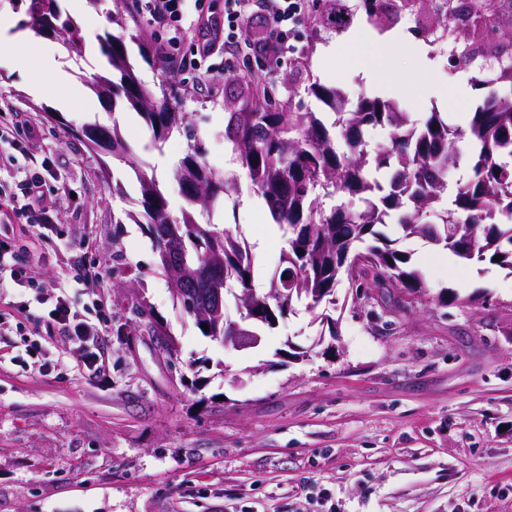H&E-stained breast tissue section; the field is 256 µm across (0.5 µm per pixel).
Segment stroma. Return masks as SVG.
<instances>
[{
	"instance_id": "1",
	"label": "stroma",
	"mask_w": 512,
	"mask_h": 512,
	"mask_svg": "<svg viewBox=\"0 0 512 512\" xmlns=\"http://www.w3.org/2000/svg\"><path fill=\"white\" fill-rule=\"evenodd\" d=\"M345 24L328 23L322 0L288 36L279 66L229 74L224 55L198 72L191 42L174 60L144 61L139 43L158 48L161 28L139 14L136 0H90L124 40L141 82L156 96L177 98L188 130L173 132L163 153L180 161L196 144L203 161L236 186L212 222L255 242L262 213L244 207L255 192L224 135L229 113L272 90L290 111L317 112L337 150L346 145L335 115L308 95L312 83L396 103L411 121L440 112L465 127L486 91L478 78L498 56L512 54V15L496 34L480 21L449 37L432 0H381L371 23L363 0H343ZM394 39L387 71L366 79L339 51L353 37ZM472 60H453L456 47ZM68 78L81 88L68 102L52 81H38L37 59L0 46V100L36 119L52 176L72 197L65 232L91 242L85 264H100L99 296L77 291L76 307L99 299L112 326L107 369L79 372L58 329L29 319L26 335L0 325V512H512V273L490 262H466L422 238L401 240L426 290L406 308L388 310L378 291L336 288L335 335L296 301L253 348L204 336L183 310L159 266L145 225L124 224L140 197L133 164L154 169L173 218L185 205L171 168L157 167L151 131L136 111L110 108L87 82L90 57L61 52ZM438 88L435 96L427 88ZM119 123L132 162L79 141L86 124ZM109 170L123 195L101 178ZM162 324L178 349L159 356L148 334ZM38 341L57 368L39 369L25 349Z\"/></svg>"
}]
</instances>
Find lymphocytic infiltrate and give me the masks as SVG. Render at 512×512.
Segmentation results:
<instances>
[{"label": "lymphocytic infiltrate", "mask_w": 512, "mask_h": 512, "mask_svg": "<svg viewBox=\"0 0 512 512\" xmlns=\"http://www.w3.org/2000/svg\"><path fill=\"white\" fill-rule=\"evenodd\" d=\"M188 0H142L141 8L152 20L162 24L167 33L159 47L163 56H170L186 39L198 38L200 58H207L222 45H233L236 52L254 55L266 68L276 67L288 51V32L309 13L314 0H224L223 28H207L204 18L187 21L184 8ZM265 13L267 28L262 38H252L247 21L254 11ZM17 114L9 105L0 104V158L13 153L27 156L39 150L40 142L35 121L18 125ZM43 176L33 173L19 184L0 182V298L11 296L14 290L33 291V299L14 300L12 308L18 314L39 305L46 322L68 337L77 352V362L90 376H99L104 364L102 340L110 333L106 319L90 321L77 310L70 296L73 284H94L105 287L104 276L97 270H85L79 282L57 278L39 284L34 273L49 262L50 255L75 251L83 244L77 236L54 238L62 212L69 198L67 185H59L54 200H47L42 190ZM53 242L52 254L30 246L29 238Z\"/></svg>", "instance_id": "f902f5d3"}]
</instances>
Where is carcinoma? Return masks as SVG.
I'll return each mask as SVG.
<instances>
[{"label": "carcinoma", "mask_w": 512, "mask_h": 512, "mask_svg": "<svg viewBox=\"0 0 512 512\" xmlns=\"http://www.w3.org/2000/svg\"><path fill=\"white\" fill-rule=\"evenodd\" d=\"M25 6L37 33L56 36L68 49L82 54L78 27L60 20L56 0H18ZM106 67L88 87L112 107L122 104L143 115L153 138L165 142L188 125L167 98H155L134 73L125 42L107 31L99 37ZM308 94L327 105L342 122L348 151L340 153L329 130L312 111L290 112L280 105L260 102L246 112L230 114L226 137L232 152L275 221L288 233L282 266L265 290L257 292L268 305L259 328L291 308L293 300H308L310 308L336 305V288L347 277L357 288H376L381 298L399 306L393 291L409 298L424 292L421 273L412 267L411 255L396 247L376 229L395 220L400 237L432 240L458 258L483 262L502 257L497 266L512 272V100L489 92L467 127L451 126L437 112L421 125L410 121L395 104L375 97L346 99L336 89L314 82ZM391 131V144L367 148L365 127ZM106 140L84 135L88 146L125 157L127 143L117 124L103 133ZM471 152V179L458 186L450 206L438 204L448 189V165L458 159V144ZM147 232L161 249L160 230L177 229L188 264L204 269L218 259L224 267V287L237 294L255 290L254 255L248 242L217 224H201L196 214L211 212L233 181L224 178L190 146L174 170L182 185L186 207L181 219L171 217L169 202L154 174L134 163ZM342 192L361 202L325 210L316 195ZM434 213L438 221L424 218ZM490 225L484 235L478 229ZM365 256L368 272H351V260Z\"/></svg>", "instance_id": "carcinoma-1"}]
</instances>
